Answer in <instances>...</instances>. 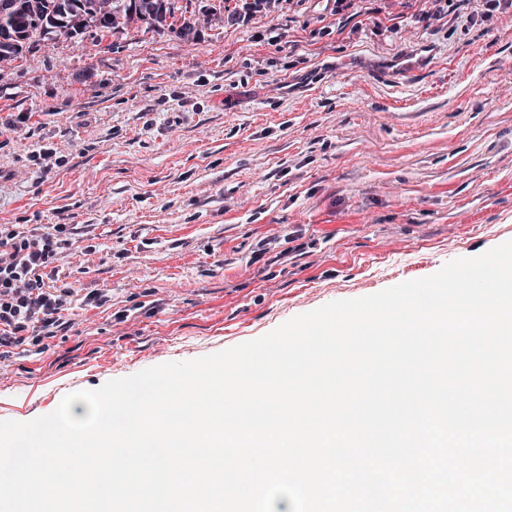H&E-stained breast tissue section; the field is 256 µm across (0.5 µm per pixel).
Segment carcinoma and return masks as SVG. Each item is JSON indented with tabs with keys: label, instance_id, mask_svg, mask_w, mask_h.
Instances as JSON below:
<instances>
[{
	"label": "carcinoma",
	"instance_id": "1",
	"mask_svg": "<svg viewBox=\"0 0 512 512\" xmlns=\"http://www.w3.org/2000/svg\"><path fill=\"white\" fill-rule=\"evenodd\" d=\"M16 7L12 23L18 38L11 45L0 44V60H15L20 57L23 46L33 37L52 33L65 34L73 38L87 29L83 16L93 13L95 0H15ZM175 0H112V14L105 15L95 23L99 29H112L116 16L121 14L125 23L142 21L151 28L169 30L183 37L182 27L175 21Z\"/></svg>",
	"mask_w": 512,
	"mask_h": 512
}]
</instances>
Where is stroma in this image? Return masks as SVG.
I'll return each instance as SVG.
<instances>
[{
  "label": "stroma",
  "instance_id": "35a3bbf8",
  "mask_svg": "<svg viewBox=\"0 0 512 512\" xmlns=\"http://www.w3.org/2000/svg\"><path fill=\"white\" fill-rule=\"evenodd\" d=\"M365 8L26 44L0 77V225H75L48 282L108 300L0 369V420L512 240V11Z\"/></svg>",
  "mask_w": 512,
  "mask_h": 512
}]
</instances>
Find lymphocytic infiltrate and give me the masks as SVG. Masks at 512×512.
<instances>
[{
    "mask_svg": "<svg viewBox=\"0 0 512 512\" xmlns=\"http://www.w3.org/2000/svg\"><path fill=\"white\" fill-rule=\"evenodd\" d=\"M71 224L0 225V366L15 351L37 346L65 327L74 307H97V292L76 296L73 289L47 288L45 272L70 248Z\"/></svg>",
    "mask_w": 512,
    "mask_h": 512,
    "instance_id": "lymphocytic-infiltrate-1",
    "label": "lymphocytic infiltrate"
}]
</instances>
